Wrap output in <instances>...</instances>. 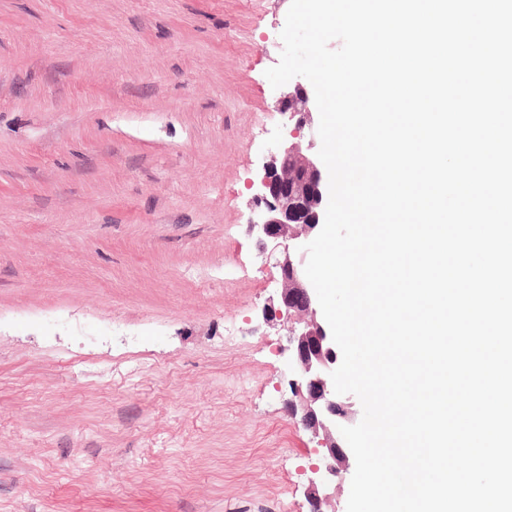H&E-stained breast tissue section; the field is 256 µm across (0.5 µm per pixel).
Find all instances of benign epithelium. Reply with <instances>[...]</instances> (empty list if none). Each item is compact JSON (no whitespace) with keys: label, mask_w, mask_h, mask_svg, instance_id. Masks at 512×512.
Masks as SVG:
<instances>
[{"label":"benign epithelium","mask_w":512,"mask_h":512,"mask_svg":"<svg viewBox=\"0 0 512 512\" xmlns=\"http://www.w3.org/2000/svg\"><path fill=\"white\" fill-rule=\"evenodd\" d=\"M277 106L294 123L292 140L271 155L254 195L257 205L248 227L261 249L271 245L279 253V302L265 313L290 323L291 397L286 404L289 415L317 439L322 462L312 469L310 497L313 512H328V489L353 457L340 427L355 422L350 407L334 391L331 372L338 363L336 344L331 330L318 320L319 302L304 271L307 253L302 247L323 225L328 182L319 160L302 148L305 130L317 110L315 96L298 87L280 97Z\"/></svg>","instance_id":"benign-epithelium-1"}]
</instances>
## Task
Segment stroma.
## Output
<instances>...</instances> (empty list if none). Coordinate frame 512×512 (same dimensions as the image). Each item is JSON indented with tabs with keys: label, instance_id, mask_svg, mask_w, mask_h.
<instances>
[{
	"label": "stroma",
	"instance_id": "stroma-1",
	"mask_svg": "<svg viewBox=\"0 0 512 512\" xmlns=\"http://www.w3.org/2000/svg\"><path fill=\"white\" fill-rule=\"evenodd\" d=\"M291 0H0V512H310L274 255Z\"/></svg>",
	"mask_w": 512,
	"mask_h": 512
}]
</instances>
